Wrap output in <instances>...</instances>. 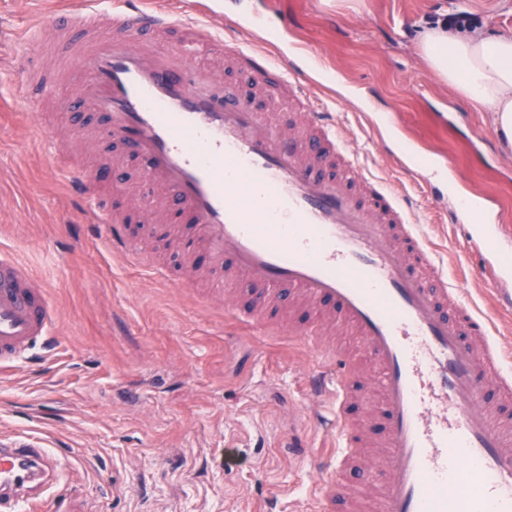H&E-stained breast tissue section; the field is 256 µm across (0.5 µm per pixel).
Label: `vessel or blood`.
I'll list each match as a JSON object with an SVG mask.
<instances>
[{"mask_svg":"<svg viewBox=\"0 0 512 512\" xmlns=\"http://www.w3.org/2000/svg\"><path fill=\"white\" fill-rule=\"evenodd\" d=\"M176 14L160 0H110L107 7L51 16L40 52L61 76L28 65L20 90L102 118L98 139L140 158L147 197L116 214L103 200L109 166L70 167L67 179L91 226L106 225L113 254L136 257L131 222L188 224L225 283L246 281V304L225 315L267 335L311 343L315 396H331L321 428L336 447L315 465L321 512L349 499L355 512H512V350L490 318L463 301L436 252L415 229L407 201L366 172L332 113L316 107L302 80L301 44L272 40L250 0L225 16L220 0H185ZM205 52L251 80V92L197 67ZM278 89L298 114L286 128L259 112L255 97ZM453 223L501 305L512 307V253L494 201L447 199ZM317 313L306 327L296 303ZM55 309L46 286L0 249V367L53 350ZM374 393L358 398L361 373ZM379 449L368 459L366 449ZM56 463L28 439L0 440V512L18 503L40 512Z\"/></svg>","mask_w":512,"mask_h":512,"instance_id":"b4317fda","label":"vessel or blood"}]
</instances>
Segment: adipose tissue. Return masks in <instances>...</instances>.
I'll return each mask as SVG.
<instances>
[{
    "mask_svg": "<svg viewBox=\"0 0 512 512\" xmlns=\"http://www.w3.org/2000/svg\"><path fill=\"white\" fill-rule=\"evenodd\" d=\"M420 47L443 82L489 109L492 125L512 145V31L456 35L439 27L421 34Z\"/></svg>",
    "mask_w": 512,
    "mask_h": 512,
    "instance_id": "1",
    "label": "adipose tissue"
}]
</instances>
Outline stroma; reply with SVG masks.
<instances>
[{"mask_svg": "<svg viewBox=\"0 0 512 512\" xmlns=\"http://www.w3.org/2000/svg\"><path fill=\"white\" fill-rule=\"evenodd\" d=\"M62 0H0V248L12 250L49 289L61 341L49 356L0 370V437L25 435L59 462L46 496L50 512H267L313 496L310 449L329 438L314 421L330 403L305 387L313 353L289 337L224 325L221 305L192 289L202 272L188 249L189 226L171 245L151 225L133 227L145 256L171 280L113 257L82 221L66 185L69 166L119 163L116 188L141 189V164L120 146L81 140L77 153L50 154L37 127L81 139L86 114L43 110L19 94L42 19ZM288 30L340 75L351 95L322 82L313 94L334 103L339 132L363 167L413 206L462 295L490 316L512 349V316L474 273L459 233L396 165L365 122L367 104L392 112L424 154L446 159L458 188L498 198L512 228V148L486 107L440 81L417 38L438 19L464 14L478 32L511 30L512 0H279Z\"/></svg>", "mask_w": 512, "mask_h": 512, "instance_id": "35a3bbf8", "label": "stroma"}]
</instances>
